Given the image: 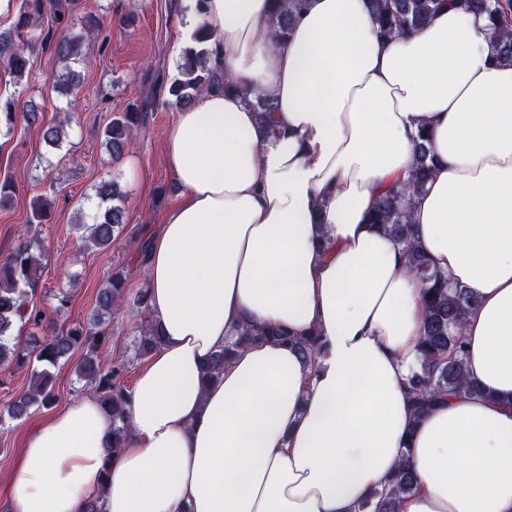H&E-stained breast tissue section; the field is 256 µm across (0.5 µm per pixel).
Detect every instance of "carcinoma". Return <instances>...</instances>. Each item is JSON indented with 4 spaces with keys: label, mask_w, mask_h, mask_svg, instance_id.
<instances>
[{
    "label": "carcinoma",
    "mask_w": 512,
    "mask_h": 512,
    "mask_svg": "<svg viewBox=\"0 0 512 512\" xmlns=\"http://www.w3.org/2000/svg\"><path fill=\"white\" fill-rule=\"evenodd\" d=\"M274 41L281 43L288 38L296 18L304 11L307 0H275ZM453 0H370L369 7L375 17L376 34L388 41L409 30L425 27L434 15ZM466 7L487 16L494 39V62L512 65V0H463ZM50 18L51 25L43 27L41 19ZM70 15L60 0H20L19 14L14 28L0 32V66L19 83L29 73L27 53L35 46L50 49L59 61L68 65L83 64L88 54L83 52L85 40L103 36L105 29L100 20L89 17L85 33H68ZM211 33L201 26L193 43L185 46L177 66V76L167 86L171 104L185 107L201 91L219 88L235 90L237 86L224 78L223 67L211 64L218 56L217 46L207 43ZM252 107L261 120L271 121L274 104L272 99L257 93ZM148 105H131L104 127L102 136L112 161H119L125 154L132 132L143 125ZM27 124L39 122L40 108L33 102H21L0 97V129L9 135L18 119ZM436 158L425 130L417 136L416 154L410 181L401 188H390L378 197L371 221L382 226L404 247L409 269L421 279L424 288L421 299L425 311L423 333L420 340L421 369L410 379V392L416 416L423 415L443 396L479 397L483 390L469 379L464 362L465 341L462 334L466 315L478 304L473 293L463 287L448 286V277L434 269L412 237V210L408 193L424 188L433 175ZM99 199L96 222L79 224L85 250L108 249L122 230L125 195L113 180H102L95 186ZM52 215L50 203L44 196L33 198L30 206L31 224H45ZM34 242L18 244L13 251L0 258V369L11 367L31 369L30 386L24 395L7 407L9 417L18 419L34 407H49L57 399L55 379L51 368L69 358L73 351H83L77 364L80 379L93 386L98 398L112 412V452L118 453L126 445L130 425L126 406L131 391L119 381L127 362L116 361L102 355L108 339L105 315L121 305L126 296L128 272L112 271L105 287L97 296V311L83 322L70 325L58 324L57 315L68 305V296H57L54 315L27 303L28 292L39 285V263L32 253ZM134 305L143 318L134 327L135 358L150 356L161 343L162 336L150 315L148 289H140ZM27 333L24 343L13 341V329ZM272 338L292 346L301 359L314 363L322 350L320 337L291 336L285 330H258L244 326L236 340L213 354L202 369L205 380L220 377L224 364L240 348L259 338ZM416 487V477L404 465L397 470L370 500L362 512H398L400 501Z\"/></svg>",
    "instance_id": "carcinoma-1"
}]
</instances>
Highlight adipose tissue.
<instances>
[{
    "label": "adipose tissue",
    "mask_w": 512,
    "mask_h": 512,
    "mask_svg": "<svg viewBox=\"0 0 512 512\" xmlns=\"http://www.w3.org/2000/svg\"><path fill=\"white\" fill-rule=\"evenodd\" d=\"M208 24L236 91L178 112L164 161L181 189L150 244V312L163 340L126 408L83 395L26 439L13 512H359L399 464L400 512H512V67L484 15L455 5L380 41L367 0H309L285 43L273 0H182ZM275 110L262 124L249 98ZM437 158L412 198L431 265L472 291L463 335L480 397L414 417L423 306L403 248L370 221L407 182L419 130ZM245 325L318 334L201 369Z\"/></svg>",
    "instance_id": "1"
}]
</instances>
